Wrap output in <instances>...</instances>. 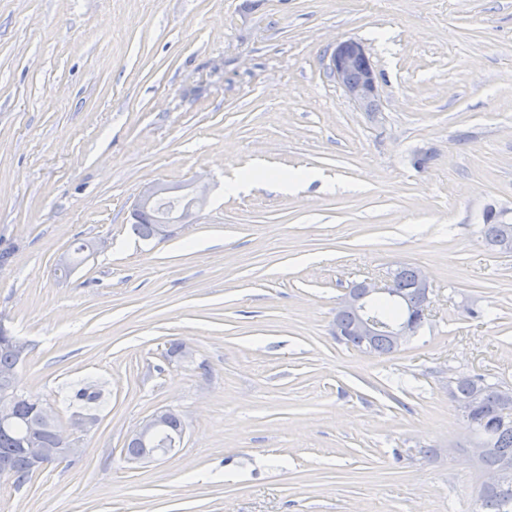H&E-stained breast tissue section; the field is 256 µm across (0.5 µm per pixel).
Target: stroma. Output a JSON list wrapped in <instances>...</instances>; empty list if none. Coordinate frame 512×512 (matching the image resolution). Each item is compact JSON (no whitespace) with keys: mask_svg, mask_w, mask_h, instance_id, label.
Listing matches in <instances>:
<instances>
[{"mask_svg":"<svg viewBox=\"0 0 512 512\" xmlns=\"http://www.w3.org/2000/svg\"><path fill=\"white\" fill-rule=\"evenodd\" d=\"M346 39L376 111L327 69ZM198 175L193 223L133 236L143 185ZM238 175L256 186L225 191ZM490 207L512 211V0H0V320L59 426L101 392L80 455L0 478V512H479L448 378L512 388ZM78 238L95 253L60 278ZM404 264L429 321L388 355L338 342L346 290ZM165 408L179 447L128 465ZM328 69L344 95L357 107L370 111L378 97V77L362 43L347 39L334 47ZM165 411H158L148 417L142 424L132 431L126 439V444L132 443L136 447L143 448L142 450H134L131 452H124V459L130 465H139L145 461L153 458L154 456L166 455L168 452L159 449H150L151 436L160 425V422L165 418Z\"/></svg>","mask_w":512,"mask_h":512,"instance_id":"35a3bbf8","label":"stroma"}]
</instances>
